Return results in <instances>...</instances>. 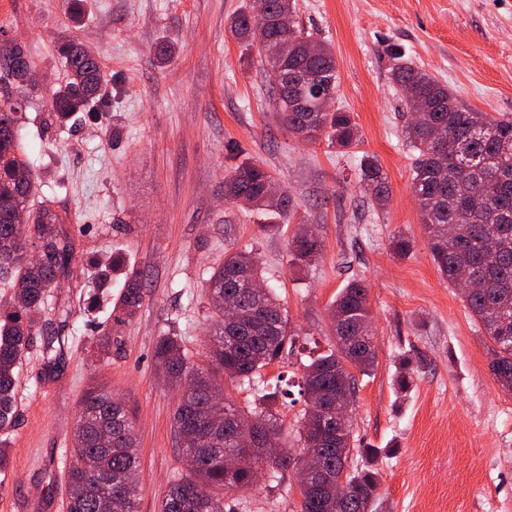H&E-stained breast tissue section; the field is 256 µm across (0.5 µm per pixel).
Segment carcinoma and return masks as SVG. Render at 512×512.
I'll return each mask as SVG.
<instances>
[{
    "label": "carcinoma",
    "mask_w": 512,
    "mask_h": 512,
    "mask_svg": "<svg viewBox=\"0 0 512 512\" xmlns=\"http://www.w3.org/2000/svg\"><path fill=\"white\" fill-rule=\"evenodd\" d=\"M262 10L268 20L264 38L249 25L250 15ZM294 0H246L229 19L230 33L248 50H257L271 67L292 74L316 73L327 88L336 89V58L330 46L316 41L297 25L282 28V19L294 20ZM68 78L54 92L50 111L58 119L83 112L101 99L103 76L94 52L72 41L58 46ZM392 81L416 118L404 129L415 152L412 184L423 216L429 250L440 277L450 285L477 279L485 287L463 296L485 336L492 342L491 370L505 392L512 393V117L490 119L483 112L459 102L442 84L401 52L392 54ZM281 119L288 131L314 142L324 136L338 149L352 147L359 131L350 113L314 112L278 95ZM23 98L0 92V279L14 288V305L0 311V436L8 433L16 407L19 368L32 337L44 336L48 365L51 353L64 343L62 332L52 326L38 328L36 313L45 306L56 278L71 274L73 252L55 212L46 205L35 210L30 203L36 190L35 173L20 158L19 120ZM439 132L451 139L457 154L443 156L431 140ZM365 192L383 208L389 199L386 177L376 158L360 162ZM224 195L245 208L288 217V197L274 177L255 164L237 166L224 178ZM455 234L448 235V227ZM394 253L409 256L414 242L399 234L391 241ZM41 250L43 262L25 259L29 246ZM320 246L312 231L300 225L293 236L291 262L312 264ZM246 278L263 279L258 257L240 251L224 259L207 280L212 331L208 367L192 365L178 336H158L156 363L166 380L181 390L173 414V429L188 473L172 480L159 512H227L224 497L256 486L258 472L281 481L295 465L288 454L273 458L262 448H241L235 427L224 431V420L214 416L230 408L236 424L255 423L262 432L285 447L283 421L266 403L280 391L269 392L260 383L261 370L274 362L288 344V317L271 288L256 295L244 288ZM144 300L142 275L125 272L120 305L133 316ZM237 309V321L224 320V302ZM333 349L310 358L303 365L300 394L311 388L352 402L354 372L368 375L377 365L368 289L360 280L343 288L329 313ZM261 393V407L245 409L224 395V380ZM68 470L70 512H138L137 498L128 495L136 486L139 458L133 425L122 405L101 387L87 390L80 401ZM351 425L337 431L321 447L323 463L335 479L350 484L348 496L336 501L330 494L300 491L302 512H370L378 487V471L367 465L348 468ZM234 455L238 465L229 469L225 458Z\"/></svg>",
    "instance_id": "1"
}]
</instances>
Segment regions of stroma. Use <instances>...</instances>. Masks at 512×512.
<instances>
[{
	"label": "stroma",
	"mask_w": 512,
	"mask_h": 512,
	"mask_svg": "<svg viewBox=\"0 0 512 512\" xmlns=\"http://www.w3.org/2000/svg\"><path fill=\"white\" fill-rule=\"evenodd\" d=\"M242 4L85 0L77 24L68 0L0 5V51L20 48L36 76L23 88L21 120L34 202L58 214L74 257L40 314L44 325L66 321L58 365L46 369L37 335L20 367L0 512H66L69 448L94 386L125 405L140 459L139 512H159L187 466L172 426L177 394L156 369L155 341L175 333L192 363L206 364L207 281L241 250L259 258L296 334L263 371L272 388L297 383L309 354L330 348L327 311L342 288L355 279L368 288L378 365L356 377L349 466L371 463L380 473L371 512H512V394L493 378L479 323L433 263L403 136L408 113L389 72V52L400 48L461 103L512 115V0H296L300 28L336 55L334 106L360 131L346 150L298 140L283 125L270 65L228 30ZM68 39L96 54L110 104L59 123L48 108L67 78L57 45ZM366 154L387 176L386 207L359 184ZM244 162L287 192V219L225 200L224 178ZM301 223L322 242L307 268L290 263ZM397 233L414 242L408 257L391 249ZM128 268L143 275L145 297L124 320ZM92 291L100 305L91 311ZM405 358L411 386L402 393ZM227 503L232 512H300V493L288 471Z\"/></svg>",
	"instance_id": "stroma-1"
}]
</instances>
